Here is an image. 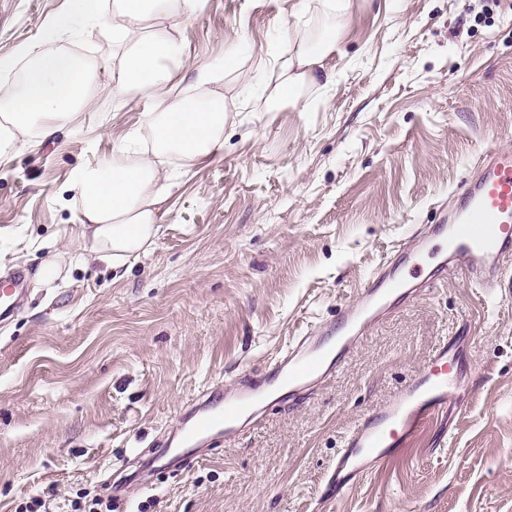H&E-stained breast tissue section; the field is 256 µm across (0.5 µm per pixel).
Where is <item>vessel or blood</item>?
I'll return each instance as SVG.
<instances>
[{
  "label": "vessel or blood",
  "mask_w": 512,
  "mask_h": 512,
  "mask_svg": "<svg viewBox=\"0 0 512 512\" xmlns=\"http://www.w3.org/2000/svg\"><path fill=\"white\" fill-rule=\"evenodd\" d=\"M431 254L440 260L438 275L424 285L437 287L441 280L466 275L482 287L512 257V150H491L468 183L456 192V204L443 223L435 225L433 238L415 240L413 257ZM407 293L405 279L374 275L357 292L355 304L344 307L341 324L345 336L329 343L322 327L312 324L288 350L274 359L272 370L279 387L304 391L330 381L359 339L387 315L390 300ZM454 344H442L428 368L370 421L358 425L329 475L337 495H345L372 470V464L393 451L410 446L425 424L446 416L450 406L448 377L455 361ZM269 389L240 383L224 396L209 391L191 405L192 420L179 431L183 448L201 447L222 434L239 436L241 419L258 420L271 404Z\"/></svg>",
  "instance_id": "1"
}]
</instances>
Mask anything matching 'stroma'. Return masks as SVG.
<instances>
[{"label": "stroma", "instance_id": "1", "mask_svg": "<svg viewBox=\"0 0 512 512\" xmlns=\"http://www.w3.org/2000/svg\"><path fill=\"white\" fill-rule=\"evenodd\" d=\"M68 0H0V56ZM341 27L328 86L272 108L288 39ZM179 38L217 66L223 154L185 168L148 252L120 267L77 243L73 170L108 159L157 99L109 95L117 49L79 23L95 65L78 124L0 167V278L28 294L0 322V512L83 492L114 512H512V264L497 289L457 278L396 299L334 380L185 464L163 436L203 388L265 376L312 321L336 325L374 273L454 205L491 147L512 149V0H355L347 24L286 0H208ZM56 264L59 276L38 278ZM459 338L457 408L343 497L327 477L353 428Z\"/></svg>", "mask_w": 512, "mask_h": 512}]
</instances>
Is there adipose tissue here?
Instances as JSON below:
<instances>
[{
  "label": "adipose tissue",
  "mask_w": 512,
  "mask_h": 512,
  "mask_svg": "<svg viewBox=\"0 0 512 512\" xmlns=\"http://www.w3.org/2000/svg\"><path fill=\"white\" fill-rule=\"evenodd\" d=\"M207 0H71L70 11L44 20L36 41L0 57V71L21 69L14 89L0 93V166L24 148L39 147L77 121L88 98L92 67L78 53L60 47L73 13L110 33L122 49L112 65L110 92L134 91L159 97L160 109L112 151L110 158L78 167L72 178L78 192L79 239L96 258L121 266L154 243L161 229L170 186L167 161L192 163L224 150L222 96L172 97L171 66L183 57L177 34L185 18L203 11ZM338 31L317 43L289 41L288 75L277 87V104H296L303 88L327 85L324 62L339 49Z\"/></svg>",
  "instance_id": "obj_1"
}]
</instances>
